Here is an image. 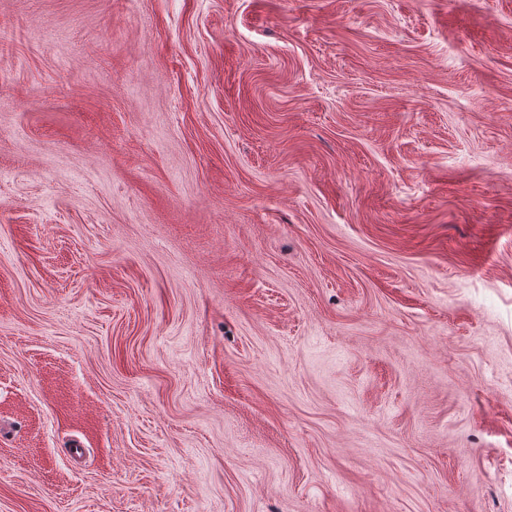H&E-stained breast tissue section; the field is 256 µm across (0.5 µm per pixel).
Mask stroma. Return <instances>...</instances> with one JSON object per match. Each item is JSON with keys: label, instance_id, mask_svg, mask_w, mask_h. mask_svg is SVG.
Wrapping results in <instances>:
<instances>
[{"label": "stroma", "instance_id": "stroma-1", "mask_svg": "<svg viewBox=\"0 0 512 512\" xmlns=\"http://www.w3.org/2000/svg\"><path fill=\"white\" fill-rule=\"evenodd\" d=\"M0 512H512V0H0Z\"/></svg>", "mask_w": 512, "mask_h": 512}]
</instances>
